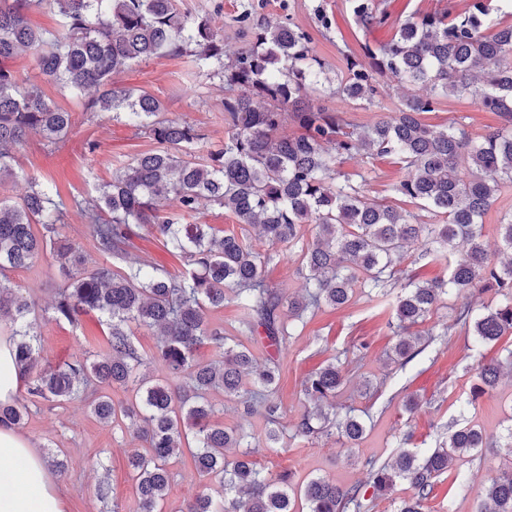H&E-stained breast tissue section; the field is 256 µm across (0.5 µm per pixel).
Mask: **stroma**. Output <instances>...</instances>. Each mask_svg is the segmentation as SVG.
Returning <instances> with one entry per match:
<instances>
[{
    "label": "stroma",
    "mask_w": 512,
    "mask_h": 512,
    "mask_svg": "<svg viewBox=\"0 0 512 512\" xmlns=\"http://www.w3.org/2000/svg\"><path fill=\"white\" fill-rule=\"evenodd\" d=\"M241 0H178L182 11L212 16L224 36L227 52L245 44L234 21ZM317 0H263L262 12L276 18L289 13L297 25L312 36L317 55L332 69L343 67V55L356 52L361 41H387L391 29L360 31L345 11L344 0H327V9L337 34L323 36L316 24L313 7ZM10 68L22 82H41L29 56L10 60ZM114 86L150 92L164 105L166 117L195 124L205 134L199 153L224 141V92L221 82L197 73L191 56L160 57L133 65L113 74ZM44 93L73 115L67 138L57 146L46 145L41 136H31L19 151V169L53 185L63 199L86 196L112 177L119 162L154 150V141L144 132L112 119L111 115L84 112L81 103L59 86L41 82ZM380 107L365 108L340 96H318V104L343 113L350 123L366 126L379 116L381 108L397 104L401 92L392 81L380 88ZM422 121L434 128L453 121L462 122L473 139L500 127L497 113L487 112L465 100L443 101L433 112L423 113ZM96 151H88V143ZM343 171L367 172L365 187L369 198L392 205L397 196L389 187L399 180L401 171L389 159L366 161L355 157L342 165ZM58 231L76 242L85 257L86 268L111 265L101 254L83 215L68 210ZM129 258L145 257L168 273L183 269L179 256L169 252L162 240L141 228L127 247ZM276 259L266 269V279L284 295L304 292L305 264L300 251L276 247ZM12 285L22 288L40 307H50L58 288L67 276L52 260H43L28 268L8 271ZM451 299H444L425 322L432 337L424 339L421 351L406 364L391 356L393 334L388 326L392 317L389 299L369 295L355 288L349 303L340 308L322 307L306 322L297 325L292 336L279 348L268 347L261 335L245 339L258 361L275 359L280 379L277 395L288 422H296L308 403L301 392L305 377L332 357L344 364L345 384L339 404L366 412V432L356 444L345 443L338 435L315 440L284 438L281 447L254 449L251 459L259 469L271 475L288 474L298 485L315 476L327 477L347 487L366 478L365 464L391 461L401 450L417 454L438 447L448 437L450 423L458 418L476 426L488 436L501 434L512 425V372H504L495 389L473 397L480 363L502 357L504 348H512V335L497 343L478 344L464 327L454 324ZM42 362L58 367L76 358L97 352L107 339L108 330L95 314L81 316L78 325L43 319L40 322ZM379 388L374 396L363 393L365 383ZM418 399L414 410L403 405L405 396ZM29 414L19 432L37 448L43 458H56L65 470H51L66 503V512H104L96 495L100 479H107L111 499L119 512H139L128 458L132 453H147L145 441L132 438L125 420L100 422L91 412L89 401L79 398L52 402L28 399ZM170 469L173 479L167 495L169 512H179L184 503L205 488L192 457L183 452L174 456ZM512 469V457L497 448H482L474 454L454 460L438 480L426 512H477L482 489L504 471Z\"/></svg>",
    "instance_id": "stroma-1"
}]
</instances>
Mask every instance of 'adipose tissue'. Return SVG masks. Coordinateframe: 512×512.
I'll return each instance as SVG.
<instances>
[{
    "label": "adipose tissue",
    "mask_w": 512,
    "mask_h": 512,
    "mask_svg": "<svg viewBox=\"0 0 512 512\" xmlns=\"http://www.w3.org/2000/svg\"><path fill=\"white\" fill-rule=\"evenodd\" d=\"M0 512H66L39 452L13 427H0Z\"/></svg>",
    "instance_id": "1"
}]
</instances>
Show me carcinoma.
I'll return each mask as SVG.
<instances>
[{
  "mask_svg": "<svg viewBox=\"0 0 512 512\" xmlns=\"http://www.w3.org/2000/svg\"><path fill=\"white\" fill-rule=\"evenodd\" d=\"M42 5L57 10L60 30L41 32L28 24L27 12ZM345 8L362 31L388 26L393 34L345 55L344 70L333 78L314 53L308 31L288 15H259L251 2L236 17L251 39L230 55L211 17L184 14L176 0H0L1 178L17 176L16 154L29 135L56 144L72 125L71 113L47 98L39 84L19 83L5 65L20 53L32 56L44 80L88 99L85 111L141 127L158 144L117 165L98 196L74 198L72 206L90 224L97 249L121 261L136 229L149 227L184 260L177 276L148 259L116 270L84 268L79 247L57 231L65 201L35 175L22 176L28 190L21 200L0 198V320L17 337L15 359L28 377L27 394L62 402L94 385H116L131 394V404L119 409L102 395L91 411L104 422L123 416L149 445L148 454L135 452L129 460L140 512H166L170 460L185 449L209 485L180 512H371L374 498L390 493L399 479L413 491L399 512H425L449 461L480 448H501L512 456V427L488 438L453 422L448 440L432 453L420 457L405 450L390 463H371L366 480L348 487L318 476L295 489L288 476L256 469L245 453L231 463L224 459L226 448H276L288 434L310 440L335 429L352 444L365 431L359 417L336 410L344 384L336 358L302 382L316 410L291 426L284 422L277 367L258 364L242 342L210 325L208 312L224 307L228 289L241 312L238 331H262L272 346L321 306L347 304L358 283L382 297L401 288L389 323L397 361L414 357L421 335L411 328L439 301L480 283L495 290L496 306L477 313L462 302L454 308V321L472 328L481 344L512 333V213L499 224L500 250L511 253L508 261L492 259L483 244V218L501 184L512 182V25L501 23L512 16V0H446L439 10L401 22L392 20L383 0H345ZM184 54L193 57L198 72L224 83V144L202 156L195 155L205 139L198 127L162 117L163 103L147 91L112 86L119 70ZM389 78L407 93L393 114L368 126L358 127L307 98L309 91L328 86L379 108L381 82ZM445 96L498 113L502 126L478 141L458 122L431 128L420 115L435 111ZM290 123L304 133L288 134ZM360 152L400 165L403 176L392 190L428 220L367 198L366 176L359 173L356 181L340 169L344 158ZM205 205L259 229L273 246L296 247L301 226L314 225L315 237L302 250L305 293L286 301L266 281L272 253L253 249L233 233L220 235L210 224L186 223ZM460 240L467 245L461 253ZM412 246L419 260L452 256L448 278L419 283L396 269ZM47 256L69 271L52 319L74 325L81 315L96 313L108 326L96 358L76 359L59 370L41 366L43 315L36 302L6 279V271ZM135 327L156 332L153 356L145 357L134 344ZM204 344L222 350V360L198 361L195 353ZM148 362L160 364L165 378L141 373ZM502 368L497 359L480 364L474 395L495 387ZM217 389L237 398L245 418L263 410L270 424L265 435L251 443L247 433L215 422L217 410L207 394ZM27 414L26 405L0 402V426L19 427ZM481 512H512V470L484 487Z\"/></svg>",
  "mask_w": 512,
  "mask_h": 512,
  "instance_id": "1",
  "label": "carcinoma"
}]
</instances>
